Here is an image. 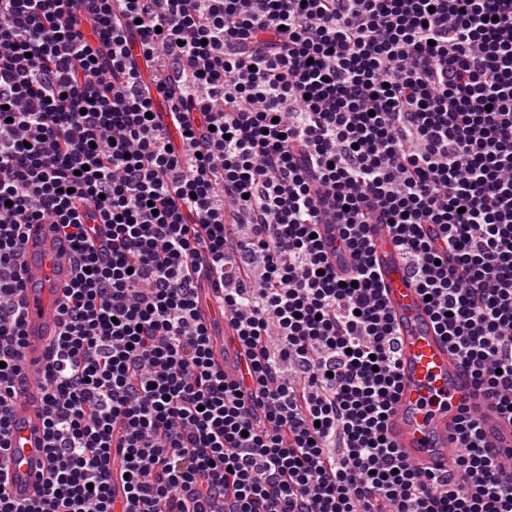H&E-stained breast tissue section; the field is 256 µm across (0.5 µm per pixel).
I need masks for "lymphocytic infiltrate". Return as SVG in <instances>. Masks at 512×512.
<instances>
[{"instance_id": "1", "label": "lymphocytic infiltrate", "mask_w": 512, "mask_h": 512, "mask_svg": "<svg viewBox=\"0 0 512 512\" xmlns=\"http://www.w3.org/2000/svg\"><path fill=\"white\" fill-rule=\"evenodd\" d=\"M372 218L512 419V0H0V463L27 390L25 228L75 246L39 387L48 476L0 512H512L468 410L455 471L387 437ZM202 261L238 380L200 320Z\"/></svg>"}]
</instances>
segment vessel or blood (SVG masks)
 Masks as SVG:
<instances>
[{"instance_id": "obj_1", "label": "vessel or blood", "mask_w": 512, "mask_h": 512, "mask_svg": "<svg viewBox=\"0 0 512 512\" xmlns=\"http://www.w3.org/2000/svg\"><path fill=\"white\" fill-rule=\"evenodd\" d=\"M372 261L382 285L384 303L396 329L400 392L388 420V435L399 454L433 472L452 469L457 447L456 419L468 405L497 455L503 472H512V424L490 410L441 336L414 280L403 252L387 224L369 227ZM72 248L50 224L31 225L24 244L26 286L24 307L25 367L40 366L60 327L59 300L72 276ZM14 437L10 457L0 468L10 494L19 500L35 497L47 465L45 414L39 395L23 394L11 405Z\"/></svg>"}]
</instances>
